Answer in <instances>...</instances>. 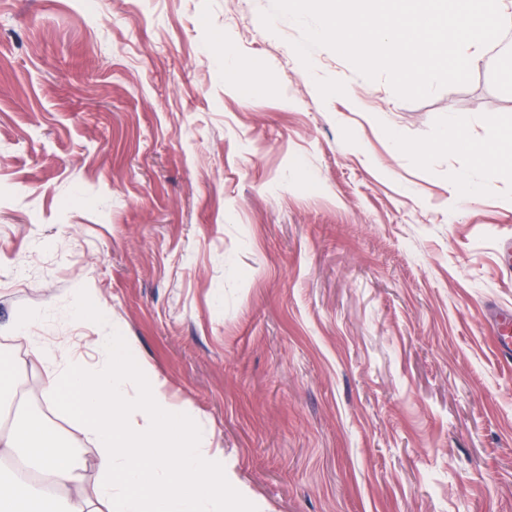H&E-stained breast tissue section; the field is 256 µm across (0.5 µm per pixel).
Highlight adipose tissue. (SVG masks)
Segmentation results:
<instances>
[{
	"label": "adipose tissue",
	"mask_w": 512,
	"mask_h": 512,
	"mask_svg": "<svg viewBox=\"0 0 512 512\" xmlns=\"http://www.w3.org/2000/svg\"><path fill=\"white\" fill-rule=\"evenodd\" d=\"M471 153L490 175L512 177V127ZM95 294L70 292L79 315L94 316L98 359L60 367L43 399L77 419L94 446L100 480L87 490L83 459L64 448L50 420L0 422V457L22 458L40 475L36 482L1 478L0 512H240L227 494L224 454L214 449L212 432L168 401L129 342L113 335L106 306L92 303Z\"/></svg>",
	"instance_id": "obj_1"
}]
</instances>
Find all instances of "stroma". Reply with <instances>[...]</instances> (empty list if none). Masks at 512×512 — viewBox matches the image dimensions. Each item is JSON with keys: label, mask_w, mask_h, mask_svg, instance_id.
<instances>
[{"label": "stroma", "mask_w": 512, "mask_h": 512, "mask_svg": "<svg viewBox=\"0 0 512 512\" xmlns=\"http://www.w3.org/2000/svg\"><path fill=\"white\" fill-rule=\"evenodd\" d=\"M272 0H0V357L47 405L50 363L92 362L73 288L191 406L259 512H512V179L417 148L449 121L512 126V56L406 101L335 52L306 70ZM273 80L251 95L225 49ZM357 97L363 109L348 108ZM400 138L393 147L374 118ZM471 169L472 167L466 164L459 170L452 185L451 198L453 200L469 199L479 195L481 191L480 183L471 178ZM43 315L45 314L35 312L17 322L12 327V333L16 336L12 337L24 340L28 344L32 355L42 357L45 360L53 358L54 355L51 352L45 351L42 347L40 336H35V329Z\"/></svg>", "instance_id": "35a3bbf8"}]
</instances>
